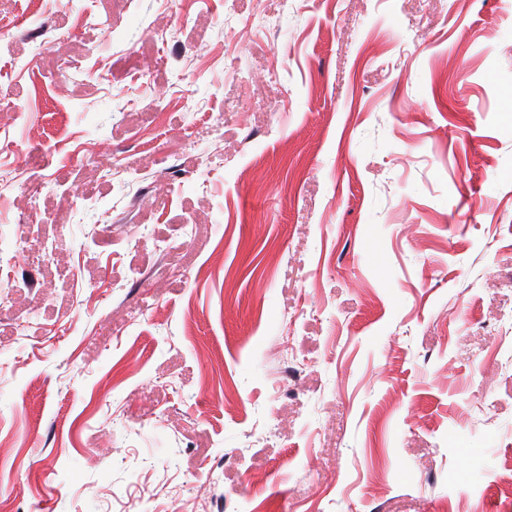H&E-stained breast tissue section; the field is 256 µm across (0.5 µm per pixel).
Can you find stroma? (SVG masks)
Listing matches in <instances>:
<instances>
[{"label":"stroma","instance_id":"stroma-1","mask_svg":"<svg viewBox=\"0 0 512 512\" xmlns=\"http://www.w3.org/2000/svg\"><path fill=\"white\" fill-rule=\"evenodd\" d=\"M0 280V512H512V0H0Z\"/></svg>","mask_w":512,"mask_h":512}]
</instances>
